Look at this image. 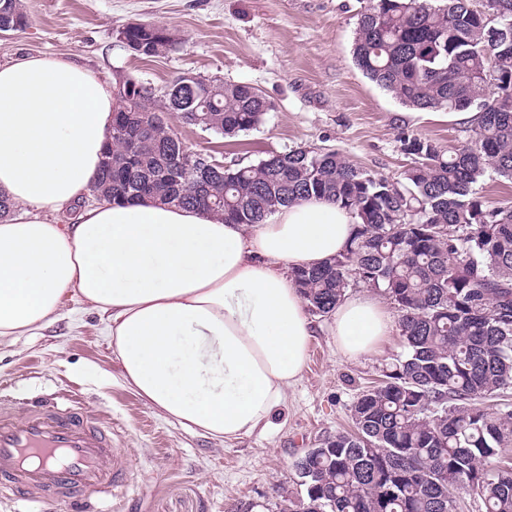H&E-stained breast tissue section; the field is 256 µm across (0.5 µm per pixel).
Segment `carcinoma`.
<instances>
[{
	"label": "carcinoma",
	"mask_w": 512,
	"mask_h": 512,
	"mask_svg": "<svg viewBox=\"0 0 512 512\" xmlns=\"http://www.w3.org/2000/svg\"><path fill=\"white\" fill-rule=\"evenodd\" d=\"M366 2L357 67L405 107L479 113L465 142L401 135L412 163L393 180L307 146L203 177V153L174 133L167 104L221 135L256 128L273 105L248 84L177 77L147 95L123 85L93 191L196 206L231 224H259L308 197L357 219L345 251L293 271L294 284L322 316L355 283L380 292L406 352L353 405L354 432L294 462L306 495L284 499L280 512H457L462 489L479 491L486 512H512V470L489 467L512 447V404L481 403L512 390V208L477 196L491 173L512 181V0L482 10L470 0ZM27 22L23 0H0V28ZM118 38L156 57L179 48L164 26L129 23Z\"/></svg>",
	"instance_id": "carcinoma-1"
}]
</instances>
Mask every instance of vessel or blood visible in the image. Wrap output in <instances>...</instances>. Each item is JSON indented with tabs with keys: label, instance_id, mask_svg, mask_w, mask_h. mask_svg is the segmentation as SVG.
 <instances>
[{
	"label": "vessel or blood",
	"instance_id": "vessel-or-blood-1",
	"mask_svg": "<svg viewBox=\"0 0 512 512\" xmlns=\"http://www.w3.org/2000/svg\"><path fill=\"white\" fill-rule=\"evenodd\" d=\"M129 462L112 445V429L91 420L78 396L18 414L0 401V494L21 493L46 512L82 497H112L127 482Z\"/></svg>",
	"mask_w": 512,
	"mask_h": 512
}]
</instances>
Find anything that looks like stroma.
<instances>
[{"instance_id": "1", "label": "stroma", "mask_w": 512, "mask_h": 512, "mask_svg": "<svg viewBox=\"0 0 512 512\" xmlns=\"http://www.w3.org/2000/svg\"><path fill=\"white\" fill-rule=\"evenodd\" d=\"M27 26L0 37V62L16 56H63L103 78L132 74L161 88L190 72L255 87L273 104L256 129L225 137L167 121L190 150L224 165L246 166L298 146L338 152L389 178L410 163L399 136L440 145L468 136L447 114L406 108L357 68L352 44L363 0H24ZM131 22L169 28L177 51L141 59L119 42ZM316 334L298 383L272 430L224 442L155 413L128 387L96 313L66 300L61 318L32 336L0 341V396L18 410L74 389L93 417L112 427L130 463L112 500L82 502L83 512H279L301 497L295 460L322 440L351 430V407L405 352L400 335L352 360L336 348L330 316Z\"/></svg>"}]
</instances>
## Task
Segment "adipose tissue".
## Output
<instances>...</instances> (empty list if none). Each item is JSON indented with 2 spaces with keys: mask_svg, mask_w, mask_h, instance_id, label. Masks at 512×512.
<instances>
[{
  "mask_svg": "<svg viewBox=\"0 0 512 512\" xmlns=\"http://www.w3.org/2000/svg\"><path fill=\"white\" fill-rule=\"evenodd\" d=\"M113 88L64 57L0 63V341L43 329L68 297L105 321L126 384L159 416L234 441L265 431L303 371L314 325L291 272L341 254L355 218L315 197L259 224L144 199L79 201L111 140ZM398 330L375 298H346L331 334L347 358ZM96 203H99V200L91 194L75 203L71 208H66L57 213L48 214L47 217L50 222L55 224H74L77 223V217L83 208Z\"/></svg>",
  "mask_w": 512,
  "mask_h": 512,
  "instance_id": "1",
  "label": "adipose tissue"
}]
</instances>
